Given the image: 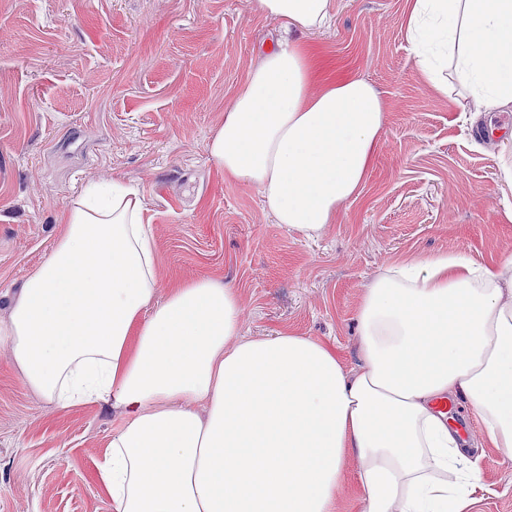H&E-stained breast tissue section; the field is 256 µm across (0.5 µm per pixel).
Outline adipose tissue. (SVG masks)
Here are the masks:
<instances>
[{
    "mask_svg": "<svg viewBox=\"0 0 512 512\" xmlns=\"http://www.w3.org/2000/svg\"><path fill=\"white\" fill-rule=\"evenodd\" d=\"M422 78L458 76L485 111L512 107V0H408ZM316 31L333 0H255ZM385 124L364 78L326 77L301 41L258 53L208 144L276 223L320 237L356 199ZM26 278L0 335L29 390L60 409L120 411L98 465L113 512H471L481 472L438 405L464 396L476 447L512 448V256L385 265L357 308L358 366L335 343L243 335L239 292L162 290L138 193L92 184Z\"/></svg>",
    "mask_w": 512,
    "mask_h": 512,
    "instance_id": "obj_1",
    "label": "adipose tissue"
}]
</instances>
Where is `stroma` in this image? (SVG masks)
Returning <instances> with one entry per match:
<instances>
[{
    "label": "stroma",
    "instance_id": "35a3bbf8",
    "mask_svg": "<svg viewBox=\"0 0 512 512\" xmlns=\"http://www.w3.org/2000/svg\"><path fill=\"white\" fill-rule=\"evenodd\" d=\"M407 0H336L303 39L329 75L382 95L385 126L359 197L308 240L275 223L259 192L225 180L207 146L261 47L286 24L255 0H0V322L91 182L143 198L163 284L237 287L243 333L336 342L355 367L356 309L389 263L512 256L498 146L477 148L460 84L419 77ZM123 418L57 409L23 386L0 339V512H112L97 465ZM472 512H512V453L480 448Z\"/></svg>",
    "mask_w": 512,
    "mask_h": 512
}]
</instances>
